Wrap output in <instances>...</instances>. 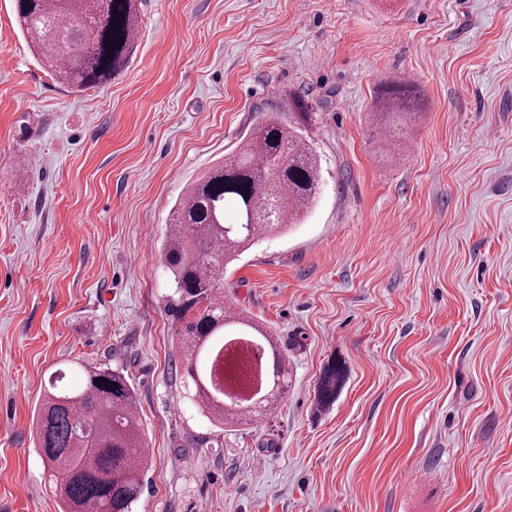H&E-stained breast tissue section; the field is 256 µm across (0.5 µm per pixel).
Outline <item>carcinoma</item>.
<instances>
[{"instance_id":"1","label":"carcinoma","mask_w":512,"mask_h":512,"mask_svg":"<svg viewBox=\"0 0 512 512\" xmlns=\"http://www.w3.org/2000/svg\"><path fill=\"white\" fill-rule=\"evenodd\" d=\"M15 11L35 58L72 91L105 84L137 48L136 0H15ZM375 106L387 121L388 141L407 135L419 117L409 84H392ZM321 182L319 157L300 123L270 112L250 129L243 148L188 183L170 212L164 248L183 378L201 414L218 427L256 416L225 401L214 380L230 337L257 333L254 342L271 369L268 387L283 389L288 376L277 339L227 314L224 267L297 223ZM83 378L77 389L44 395L34 411L35 448L45 468L60 476L59 512H135L148 462L136 390L109 363L83 366ZM343 379L342 366L330 362L318 386L320 406L336 400Z\"/></svg>"}]
</instances>
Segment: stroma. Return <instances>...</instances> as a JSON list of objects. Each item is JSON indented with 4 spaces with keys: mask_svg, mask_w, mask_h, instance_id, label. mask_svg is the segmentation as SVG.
Returning a JSON list of instances; mask_svg holds the SVG:
<instances>
[{
    "mask_svg": "<svg viewBox=\"0 0 512 512\" xmlns=\"http://www.w3.org/2000/svg\"><path fill=\"white\" fill-rule=\"evenodd\" d=\"M104 86L62 87L0 0V512H57L32 414L127 370L137 512H512V0H142ZM420 117L383 158L377 94ZM273 111L322 187L224 272L288 392L240 430L187 397L163 240L185 185ZM345 375L317 405L329 361Z\"/></svg>",
    "mask_w": 512,
    "mask_h": 512,
    "instance_id": "obj_1",
    "label": "stroma"
}]
</instances>
